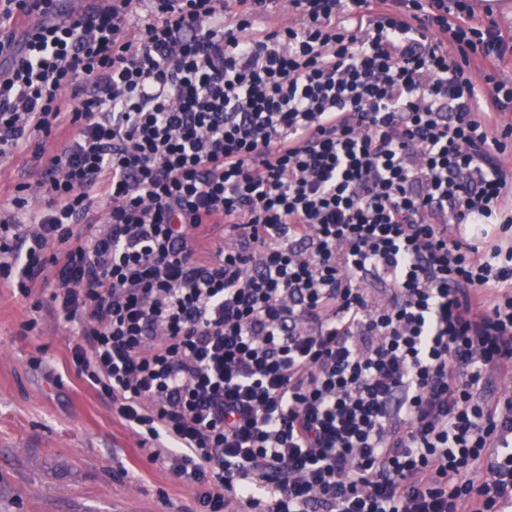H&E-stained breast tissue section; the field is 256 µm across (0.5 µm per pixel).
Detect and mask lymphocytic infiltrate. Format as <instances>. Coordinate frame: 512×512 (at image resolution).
<instances>
[{
  "label": "lymphocytic infiltrate",
  "instance_id": "1",
  "mask_svg": "<svg viewBox=\"0 0 512 512\" xmlns=\"http://www.w3.org/2000/svg\"><path fill=\"white\" fill-rule=\"evenodd\" d=\"M0 0V278L198 512H512V38L472 0ZM62 139L49 151L40 138ZM464 224L476 228L463 237ZM296 20L297 16L288 12V9H277L270 15L257 19L253 25V32L262 34L270 29L294 23ZM33 146L28 147L24 152L15 154L6 163L0 165V207L6 205L15 194V186L19 183H29L32 189L29 194L33 203L38 204L39 197L35 185L41 180L39 170L30 166Z\"/></svg>",
  "mask_w": 512,
  "mask_h": 512
}]
</instances>
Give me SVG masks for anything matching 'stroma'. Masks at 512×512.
Wrapping results in <instances>:
<instances>
[{
	"mask_svg": "<svg viewBox=\"0 0 512 512\" xmlns=\"http://www.w3.org/2000/svg\"><path fill=\"white\" fill-rule=\"evenodd\" d=\"M31 154L0 165V206L36 184ZM53 271L32 290L39 312L0 279V512H193L194 491L145 462L111 400L77 378L68 332L47 303ZM37 317L38 326L23 324Z\"/></svg>",
	"mask_w": 512,
	"mask_h": 512,
	"instance_id": "1",
	"label": "stroma"
}]
</instances>
